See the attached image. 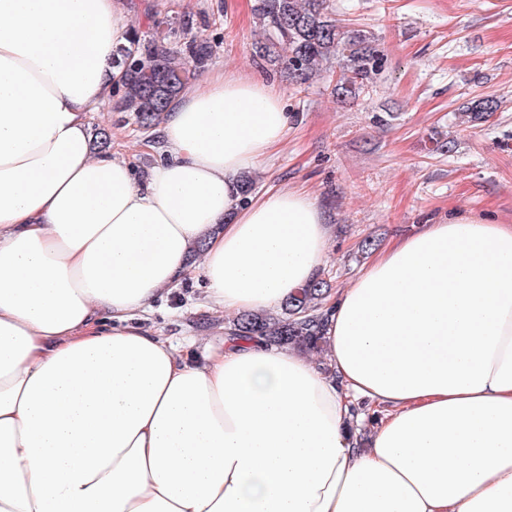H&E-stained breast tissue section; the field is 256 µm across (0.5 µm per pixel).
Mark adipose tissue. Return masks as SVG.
Segmentation results:
<instances>
[{
    "label": "adipose tissue",
    "instance_id": "1",
    "mask_svg": "<svg viewBox=\"0 0 512 512\" xmlns=\"http://www.w3.org/2000/svg\"><path fill=\"white\" fill-rule=\"evenodd\" d=\"M131 32L126 0H0V512H512V225L391 242L322 356L190 359L140 319L161 292L198 273L210 311L270 309L328 229L302 188L241 203L288 128L267 81L185 87L145 179L94 150Z\"/></svg>",
    "mask_w": 512,
    "mask_h": 512
}]
</instances>
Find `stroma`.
Masks as SVG:
<instances>
[{
  "mask_svg": "<svg viewBox=\"0 0 512 512\" xmlns=\"http://www.w3.org/2000/svg\"><path fill=\"white\" fill-rule=\"evenodd\" d=\"M345 25L373 34L383 67L360 97L337 101L339 75L328 62L313 82L296 86L276 66L255 57L262 38L255 0H131L132 23L187 16L192 32L216 43L208 70L263 79L282 91L288 112L284 140L251 170L253 197L272 187H306L330 227V256L322 271L332 289L347 287L370 257L362 240L386 246L452 210L512 224V0H334ZM491 96L500 108L474 128L457 113ZM92 128L112 133V150L146 175L151 155L133 113L103 105ZM453 142L441 154L437 142ZM201 277L180 280L143 319L173 344L198 340L202 358L224 325L203 305Z\"/></svg>",
  "mask_w": 512,
  "mask_h": 512,
  "instance_id": "35a3bbf8",
  "label": "stroma"
}]
</instances>
